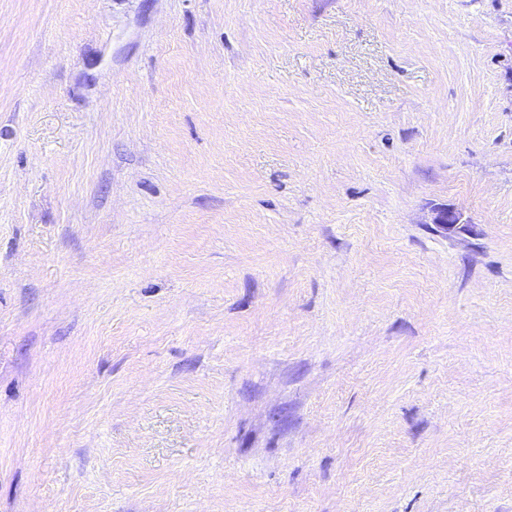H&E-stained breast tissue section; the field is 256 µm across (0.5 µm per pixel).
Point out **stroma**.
<instances>
[{
	"label": "stroma",
	"instance_id": "35a3bbf8",
	"mask_svg": "<svg viewBox=\"0 0 512 512\" xmlns=\"http://www.w3.org/2000/svg\"><path fill=\"white\" fill-rule=\"evenodd\" d=\"M0 512H512V0H0Z\"/></svg>",
	"mask_w": 512,
	"mask_h": 512
}]
</instances>
